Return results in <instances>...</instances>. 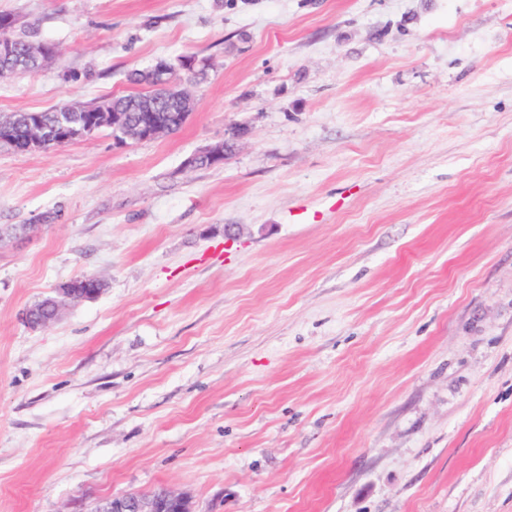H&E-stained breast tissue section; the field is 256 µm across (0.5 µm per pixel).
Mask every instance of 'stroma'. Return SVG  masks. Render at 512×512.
<instances>
[{
    "mask_svg": "<svg viewBox=\"0 0 512 512\" xmlns=\"http://www.w3.org/2000/svg\"><path fill=\"white\" fill-rule=\"evenodd\" d=\"M0 13L57 50L2 114L205 67L175 133L0 149V512H512V0ZM93 278L101 281L92 274H86L82 277L68 280L71 283V286L75 288H82V290H84V288H90V290L78 295L73 288H58L56 296H53L52 299L44 303L40 301L26 309L24 314L26 323L31 327L36 328L45 326L46 324L56 320L62 313L63 309L71 303L82 299H92L98 296L103 288H95L96 284L92 282ZM69 282L67 284H69ZM91 512H194L186 492L161 487L147 495H116L96 502Z\"/></svg>",
    "mask_w": 512,
    "mask_h": 512,
    "instance_id": "obj_1",
    "label": "stroma"
}]
</instances>
